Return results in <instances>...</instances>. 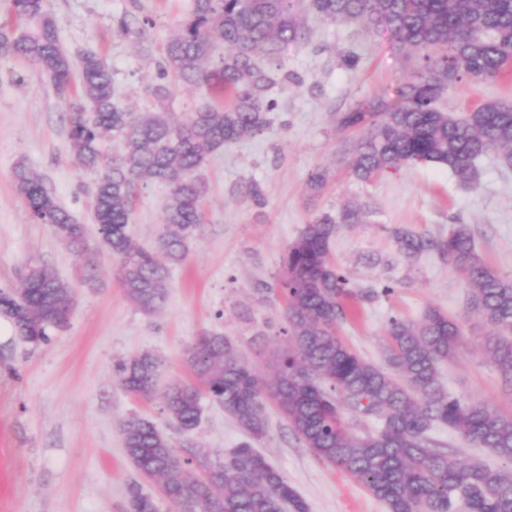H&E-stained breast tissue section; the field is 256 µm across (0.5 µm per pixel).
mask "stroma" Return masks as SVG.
<instances>
[{
    "label": "stroma",
    "instance_id": "35a3bbf8",
    "mask_svg": "<svg viewBox=\"0 0 512 512\" xmlns=\"http://www.w3.org/2000/svg\"><path fill=\"white\" fill-rule=\"evenodd\" d=\"M192 8L193 0H49L61 46L72 61L88 52L105 61L120 107L145 111L162 104L178 116L215 100L207 86L161 75L164 44ZM124 18L146 22L145 35L118 33ZM309 28L308 40L290 45L274 63L295 81L269 92L277 102L272 129L226 145L204 166L201 229L187 259L171 267L167 301L154 315L124 297L118 262L99 248L96 236L87 241L97 264L96 279L88 283L83 258L48 225L31 219L14 185L18 164L38 174L89 227L92 177L69 152L68 104L50 79L24 61L0 57V289L18 287L20 270L41 263L74 290L70 325L50 343L33 347L15 333L0 334V512H126V488L135 472L121 425L133 418L153 422L177 449L188 439L214 455L237 447L245 435L221 405L203 399L201 422L184 437L160 399L123 390L114 366L150 351L162 359L160 385L194 382L184 347L195 336L218 331L244 360L267 369L285 342L277 334L283 301L274 287L286 247L317 214L336 215L349 205H365L368 214L364 223L341 225L332 259L354 287L380 294L359 304L357 316L339 326V336L380 364L390 319H416L437 307L460 321L465 341L457 358L441 366L445 386L512 414V392L481 350L488 328L466 310L464 277L434 254L390 268L383 264L396 254L393 229L439 236L464 223L474 225L485 261L512 281V168L491 153L479 160L480 180L473 186L424 164H406L368 182L354 179L349 149L356 135L340 131L336 116L392 96L411 65L386 32L368 34L352 22L313 21ZM349 53L358 57L355 66L343 61ZM161 83L170 90L162 103L153 95ZM488 98L512 102V73L492 82L462 81L443 106L462 113ZM319 167L328 168L330 177L312 198L306 183ZM252 183L261 186L264 206L247 196ZM167 195L157 183L139 191L130 226L136 242L149 246L157 239ZM267 415V433L254 446L309 512H387L365 486L304 448L276 407Z\"/></svg>",
    "mask_w": 512,
    "mask_h": 512
}]
</instances>
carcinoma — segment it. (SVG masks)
Returning <instances> with one entry per match:
<instances>
[{
  "label": "carcinoma",
  "mask_w": 512,
  "mask_h": 512,
  "mask_svg": "<svg viewBox=\"0 0 512 512\" xmlns=\"http://www.w3.org/2000/svg\"><path fill=\"white\" fill-rule=\"evenodd\" d=\"M17 17L35 23L30 33L0 32V57L22 59L52 81L69 102V151L92 174L96 237L119 261L126 298L152 315L163 308L168 267L184 261L202 223L207 158L233 142L247 141L273 126L275 83L269 64L309 34L307 18L350 21L362 31L393 34L415 66L385 98L343 112L338 126L360 133L350 162L367 181L408 163L445 168L464 184L479 180L478 159L495 152L512 167V103L486 99L454 116L441 106L448 90L467 78L504 74L512 60V0H194L164 48L161 74L185 84H206L220 104H204L183 119L163 108L135 112L114 102L112 74L96 55L80 63L81 82L62 48L48 0H12ZM119 143L107 156L103 145ZM18 194L31 217L49 225L73 249L87 251V230L24 164L14 171ZM328 172L313 171L310 196L326 186ZM163 184L168 196L163 231L145 247L128 233L136 192ZM365 211L320 213L288 244L277 293L284 299L279 334L286 346L272 373L238 356L224 334L204 333L184 349V361L201 385L176 383L160 392L161 359L142 352L119 361L116 379L130 394L161 399L182 434L199 425L202 394L224 406L248 440L223 457L187 442L180 453L155 425L133 419L122 425L125 452L137 474L157 483L184 512H308L307 503L254 448L267 432L268 404L318 459L366 486L388 512H512V414L454 395L440 379V364L455 358L463 334L457 320L435 307L417 320L389 322L385 364L360 357L337 325L376 290L355 288L329 260L341 224H359ZM397 254L411 263L434 253L463 275L466 308L490 327L486 359L512 390V282L487 264L468 224L448 225L429 236L405 228L392 232ZM20 288L0 290V315L32 346L47 344L69 323L72 291L54 269L36 264L21 271ZM375 416L382 427L350 433L344 411ZM446 426L502 461L464 462L429 436ZM128 512H158L154 496L134 480Z\"/></svg>",
  "instance_id": "obj_1"
}]
</instances>
